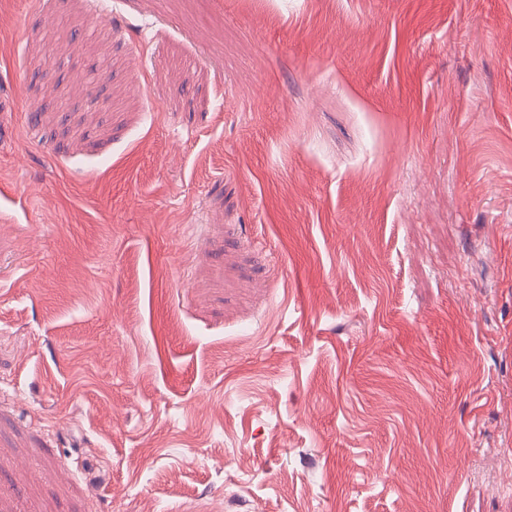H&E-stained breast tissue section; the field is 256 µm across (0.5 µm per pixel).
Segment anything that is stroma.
<instances>
[{
  "instance_id": "35a3bbf8",
  "label": "stroma",
  "mask_w": 512,
  "mask_h": 512,
  "mask_svg": "<svg viewBox=\"0 0 512 512\" xmlns=\"http://www.w3.org/2000/svg\"><path fill=\"white\" fill-rule=\"evenodd\" d=\"M0 100V512H512V0H0Z\"/></svg>"
}]
</instances>
